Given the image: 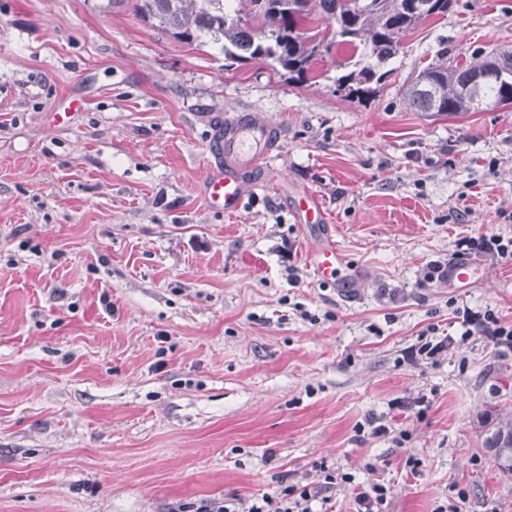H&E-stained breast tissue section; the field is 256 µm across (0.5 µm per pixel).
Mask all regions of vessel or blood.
I'll return each instance as SVG.
<instances>
[{
    "label": "vessel or blood",
    "mask_w": 512,
    "mask_h": 512,
    "mask_svg": "<svg viewBox=\"0 0 512 512\" xmlns=\"http://www.w3.org/2000/svg\"><path fill=\"white\" fill-rule=\"evenodd\" d=\"M278 139L277 126L267 119L249 112L225 117L211 139L212 159L204 186L207 207L229 217L240 213L248 192L247 173L264 165L277 147ZM293 212L302 227L321 231L307 251L308 264L315 277L329 285L348 283L353 274L340 246L332 234L324 230L327 218L318 197L303 192L295 198ZM474 280L475 270L469 262L456 261L449 265V287L467 288Z\"/></svg>",
    "instance_id": "b4317fda"
}]
</instances>
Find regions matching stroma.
<instances>
[{
  "instance_id": "obj_1",
  "label": "stroma",
  "mask_w": 512,
  "mask_h": 512,
  "mask_svg": "<svg viewBox=\"0 0 512 512\" xmlns=\"http://www.w3.org/2000/svg\"><path fill=\"white\" fill-rule=\"evenodd\" d=\"M443 48L512 51V0H456L359 102L336 90L339 51L298 84L131 0H0V512H236L318 483L320 462L388 481L387 512H512L484 446L512 418V352L454 318L512 324V260L470 251L464 290L423 280L460 239H512V108H410L403 84ZM240 111L281 138L228 218L203 184ZM302 190L359 273L350 294L306 263ZM432 324L454 344L409 360ZM293 212L298 224L303 228H324L326 214L318 197L306 191L297 196L293 203ZM329 227V225L327 226Z\"/></svg>"
}]
</instances>
